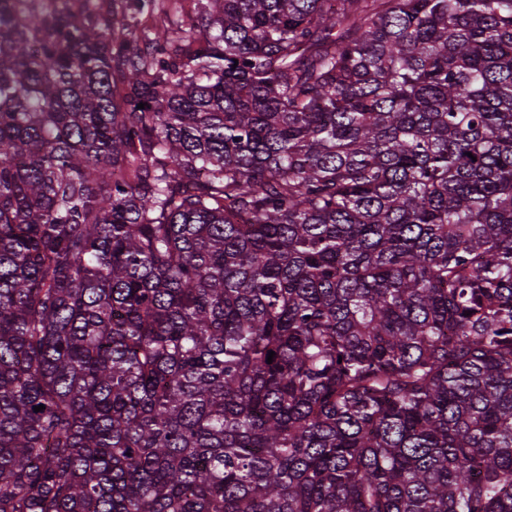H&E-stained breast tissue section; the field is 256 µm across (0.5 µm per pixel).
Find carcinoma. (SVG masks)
<instances>
[{
	"instance_id": "carcinoma-1",
	"label": "carcinoma",
	"mask_w": 512,
	"mask_h": 512,
	"mask_svg": "<svg viewBox=\"0 0 512 512\" xmlns=\"http://www.w3.org/2000/svg\"><path fill=\"white\" fill-rule=\"evenodd\" d=\"M196 6L0 0V512H512V0Z\"/></svg>"
}]
</instances>
